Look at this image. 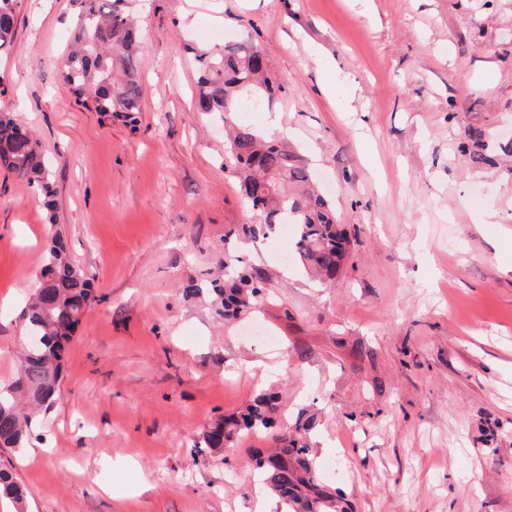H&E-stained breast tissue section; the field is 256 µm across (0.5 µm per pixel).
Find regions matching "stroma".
Here are the masks:
<instances>
[{"label":"stroma","instance_id":"35a3bbf8","mask_svg":"<svg viewBox=\"0 0 512 512\" xmlns=\"http://www.w3.org/2000/svg\"><path fill=\"white\" fill-rule=\"evenodd\" d=\"M76 11L21 0L0 53V111L40 142L55 203L0 171V384L53 234L97 296L54 408L0 448L25 512H246L270 438L191 448L265 386L285 416L316 414L319 465L349 471L323 478L354 512H512V160L457 150L471 127L512 137V0H133L134 130L60 76ZM237 42L284 85L249 122L333 186L351 244L328 286L293 238L245 245L272 278L228 326L183 288L219 273L230 225L256 221L224 168L223 115L195 109L197 55Z\"/></svg>","mask_w":512,"mask_h":512}]
</instances>
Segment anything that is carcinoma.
<instances>
[{
	"label": "carcinoma",
	"mask_w": 512,
	"mask_h": 512,
	"mask_svg": "<svg viewBox=\"0 0 512 512\" xmlns=\"http://www.w3.org/2000/svg\"><path fill=\"white\" fill-rule=\"evenodd\" d=\"M128 0H77L73 35L59 70L75 99L86 109L132 127L141 112L140 32L126 10ZM19 0H0V52L16 35ZM201 80L197 111L220 112L229 122L226 160L236 175L243 202L261 223L241 224L225 238L253 241L278 224H292L295 252L305 270L332 284L350 244L333 205L311 184V175L282 139L265 136L232 116L252 101L270 104L282 84L276 82L257 45L226 44L220 56H199ZM461 153L473 163L489 164L493 154L512 156V142L491 144L471 127ZM0 168L50 195V167L39 143L11 112H0ZM224 278L191 282L185 292L213 297L216 314L236 320L252 313L265 291L268 274L249 267L235 251L224 254ZM43 280L23 309L26 343L16 374L0 386V448H21L41 412L61 395L69 344L86 308L96 300L92 280L71 260L63 238L51 240ZM280 395L258 391L239 413L215 423L191 449L229 448L250 434H269L274 449L256 450L254 469L288 512H351L342 494L319 475L311 439L314 416L302 411L279 429ZM0 494L15 512H23V489L15 473L0 468Z\"/></svg>",
	"instance_id": "cac0c4a2"
}]
</instances>
